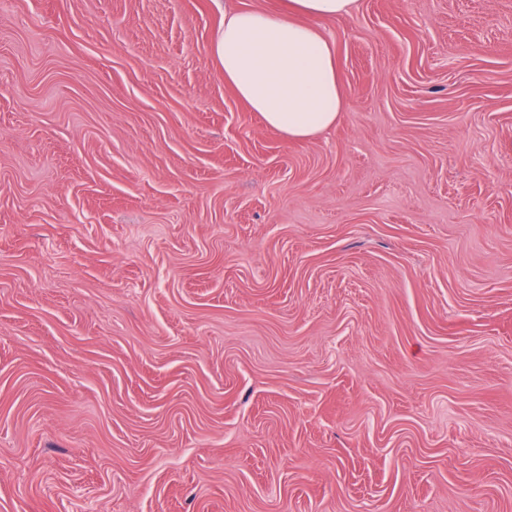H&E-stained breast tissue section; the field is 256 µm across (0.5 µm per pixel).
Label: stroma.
Segmentation results:
<instances>
[{"label":"stroma","instance_id":"obj_1","mask_svg":"<svg viewBox=\"0 0 512 512\" xmlns=\"http://www.w3.org/2000/svg\"><path fill=\"white\" fill-rule=\"evenodd\" d=\"M233 0H0V512H512V0L316 25L268 130ZM357 0H287L281 12L237 4L224 10L212 52L224 82L266 127L309 139L336 123L346 97L336 52L305 18L350 14Z\"/></svg>","mask_w":512,"mask_h":512}]
</instances>
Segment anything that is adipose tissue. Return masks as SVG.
Instances as JSON below:
<instances>
[{"label": "adipose tissue", "instance_id": "1", "mask_svg": "<svg viewBox=\"0 0 512 512\" xmlns=\"http://www.w3.org/2000/svg\"><path fill=\"white\" fill-rule=\"evenodd\" d=\"M357 0H287L280 12L243 4L224 12L212 52L224 81L266 127L290 140L335 124L346 105L336 52L315 18L350 14Z\"/></svg>", "mask_w": 512, "mask_h": 512}]
</instances>
